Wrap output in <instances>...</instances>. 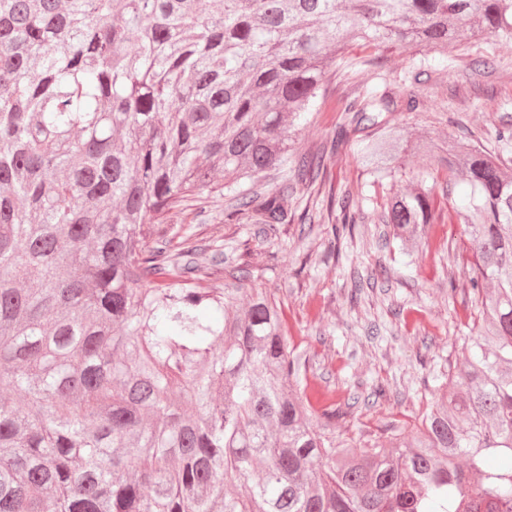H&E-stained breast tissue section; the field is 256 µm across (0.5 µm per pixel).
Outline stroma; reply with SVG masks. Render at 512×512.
Here are the masks:
<instances>
[{"label": "stroma", "mask_w": 512, "mask_h": 512, "mask_svg": "<svg viewBox=\"0 0 512 512\" xmlns=\"http://www.w3.org/2000/svg\"><path fill=\"white\" fill-rule=\"evenodd\" d=\"M377 62L401 94L419 95L410 79L417 65L411 56L384 48ZM432 79L438 97L419 96L418 111L392 113L390 122L476 143L512 107V74L442 64ZM344 91L342 79L328 84L319 112L298 135L300 150L333 134ZM443 100L450 113L441 124L436 117ZM329 167L337 190L359 189L375 202L385 197V189L371 187L355 144L341 148ZM162 231L173 251L185 238L197 240L202 260L215 267L212 284L219 288L239 257L247 258L253 284L271 291L284 309L289 346L305 360L307 381L327 388L342 406L337 433L377 437L388 424L414 425L434 393L448 390V367L462 361L455 338L471 325L474 311L467 295L448 294V260L463 256L460 225H433L428 247L412 254L410 267L395 268L388 278L379 274L391 263L379 224L356 225L331 258L323 255V225H313L303 237L297 225L285 224L269 243L262 225L225 223L220 203L204 213L186 207L168 218ZM358 279L364 285L355 297L351 291ZM379 385L387 388L381 398L373 395Z\"/></svg>", "instance_id": "stroma-1"}]
</instances>
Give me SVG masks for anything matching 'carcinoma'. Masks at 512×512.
<instances>
[{
	"mask_svg": "<svg viewBox=\"0 0 512 512\" xmlns=\"http://www.w3.org/2000/svg\"><path fill=\"white\" fill-rule=\"evenodd\" d=\"M484 37L512 43V0H0V391L23 397L0 401V512H512V122L490 152L412 138L386 114L417 98L372 58L336 63L359 38L494 73L466 53ZM339 69L342 122L299 152ZM352 132L374 181L410 153L446 169L445 196L462 187L479 323L387 449L336 434L247 263L205 288L200 246L154 231L225 194L224 223L271 242L331 224L329 257L366 219L362 194L326 188ZM271 169L280 186L256 187ZM448 219L423 183L377 216L403 254Z\"/></svg>",
	"mask_w": 512,
	"mask_h": 512,
	"instance_id": "cac0c4a2",
	"label": "carcinoma"
}]
</instances>
